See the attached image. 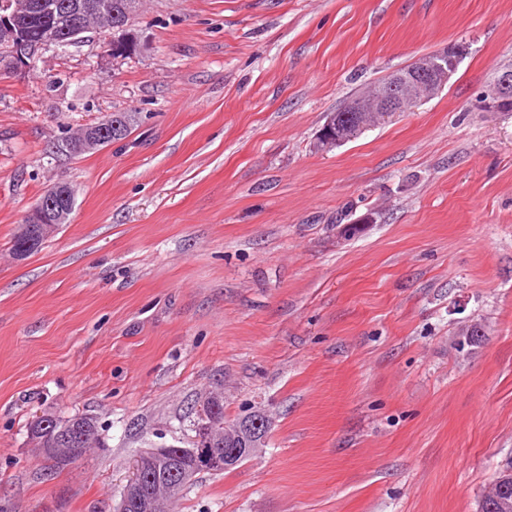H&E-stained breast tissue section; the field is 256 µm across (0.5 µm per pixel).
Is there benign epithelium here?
<instances>
[{
	"mask_svg": "<svg viewBox=\"0 0 512 512\" xmlns=\"http://www.w3.org/2000/svg\"><path fill=\"white\" fill-rule=\"evenodd\" d=\"M19 6L10 2L0 5V72L25 73L47 47V39L22 32L18 23ZM464 55L461 46L419 56L404 71L389 74L386 81L369 94L354 97L346 111L362 113L374 126L397 112L426 102L447 87ZM512 102V68L501 69L482 96L483 107L499 111ZM105 130L97 125L84 128L79 138L67 143L69 153L81 155L104 146ZM77 188L70 183L51 187L31 209L22 224L29 229L26 243L19 248L17 259L35 249L62 224L70 223ZM218 407L212 398L197 406L195 439L190 448L176 446L146 448L133 466L132 477L125 486L114 512H160L161 496L173 497L181 486L205 470L226 469L237 463L241 454L254 455L265 443L269 419H241L226 423L217 417ZM94 430L93 419L83 416L75 423L56 430L49 426V416L39 413L33 419L29 444L42 452L63 451L69 457L80 455L84 441ZM512 484V463L503 466L499 482L488 487L481 498L479 512H512V500L503 495Z\"/></svg>",
	"mask_w": 512,
	"mask_h": 512,
	"instance_id": "7a95c632",
	"label": "benign epithelium"
}]
</instances>
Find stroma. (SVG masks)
I'll return each mask as SVG.
<instances>
[{
	"instance_id": "stroma-1",
	"label": "stroma",
	"mask_w": 512,
	"mask_h": 512,
	"mask_svg": "<svg viewBox=\"0 0 512 512\" xmlns=\"http://www.w3.org/2000/svg\"><path fill=\"white\" fill-rule=\"evenodd\" d=\"M131 34L0 74V512H113L210 394L271 428L171 512H478L512 459V112L479 103L512 0H144ZM453 45L440 94L316 150L327 114ZM115 112L125 140L61 149ZM61 182L70 223L16 260ZM39 412L99 444L49 469Z\"/></svg>"
}]
</instances>
